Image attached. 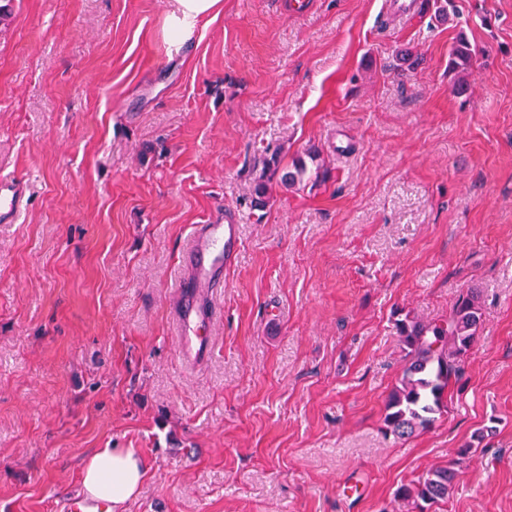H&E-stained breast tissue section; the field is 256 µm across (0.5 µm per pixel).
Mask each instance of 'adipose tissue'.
<instances>
[{
	"label": "adipose tissue",
	"instance_id": "1",
	"mask_svg": "<svg viewBox=\"0 0 512 512\" xmlns=\"http://www.w3.org/2000/svg\"><path fill=\"white\" fill-rule=\"evenodd\" d=\"M222 0H170L162 27L165 41L181 42L189 38L197 20L218 13ZM140 456L132 448H103L83 461L81 490L89 498L111 504L112 512L135 497L144 481Z\"/></svg>",
	"mask_w": 512,
	"mask_h": 512
}]
</instances>
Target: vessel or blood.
<instances>
[{
  "label": "vessel or blood",
  "mask_w": 512,
  "mask_h": 512,
  "mask_svg": "<svg viewBox=\"0 0 512 512\" xmlns=\"http://www.w3.org/2000/svg\"><path fill=\"white\" fill-rule=\"evenodd\" d=\"M26 203V180L1 177L0 222L15 219ZM239 247V226L230 214L196 225L191 233L182 254L190 274L179 284L183 301L175 315L179 349L185 359L203 358L213 345L210 328L220 311L218 297L224 271L235 263Z\"/></svg>",
  "instance_id": "obj_1"
}]
</instances>
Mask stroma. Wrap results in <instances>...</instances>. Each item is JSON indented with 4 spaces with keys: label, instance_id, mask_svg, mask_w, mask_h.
Masks as SVG:
<instances>
[{
    "label": "stroma",
    "instance_id": "35a3bbf8",
    "mask_svg": "<svg viewBox=\"0 0 512 512\" xmlns=\"http://www.w3.org/2000/svg\"><path fill=\"white\" fill-rule=\"evenodd\" d=\"M223 2L173 48L168 0H0V177L29 180L0 222V512H65L99 448L144 460L125 512H418L397 489L491 423L428 512H512V0ZM218 210L241 248L190 365L180 255ZM473 288L447 413L397 439L398 321ZM479 51L463 36H459L449 52L448 73L453 74L458 94L466 92V75Z\"/></svg>",
    "mask_w": 512,
    "mask_h": 512
}]
</instances>
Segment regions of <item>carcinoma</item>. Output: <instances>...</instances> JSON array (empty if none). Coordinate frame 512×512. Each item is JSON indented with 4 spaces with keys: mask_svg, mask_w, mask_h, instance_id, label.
<instances>
[{
    "mask_svg": "<svg viewBox=\"0 0 512 512\" xmlns=\"http://www.w3.org/2000/svg\"><path fill=\"white\" fill-rule=\"evenodd\" d=\"M478 50L459 36L449 52L448 73L454 77L457 93L466 92V75ZM481 320V296L471 290L460 296L441 322L405 317L398 323V333L405 353V364L397 385L388 396L385 423L398 438H408L418 430L431 427L448 409V386L461 378L463 360L475 342ZM494 433L483 427L457 451V460L428 471L416 483L403 485L397 495L415 503L435 504L448 499L456 483L458 465L473 457L474 442Z\"/></svg>",
    "mask_w": 512,
    "mask_h": 512,
    "instance_id": "obj_1",
    "label": "carcinoma"
}]
</instances>
